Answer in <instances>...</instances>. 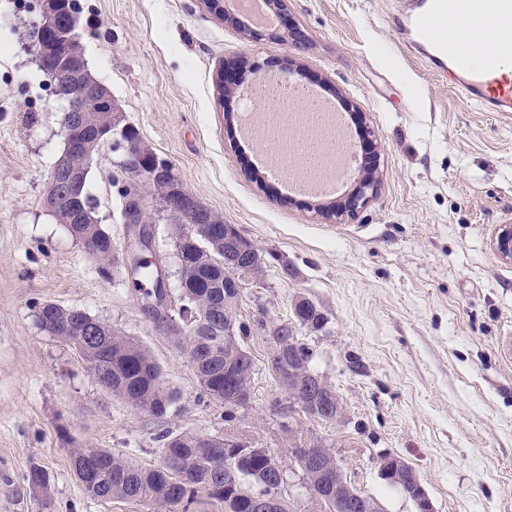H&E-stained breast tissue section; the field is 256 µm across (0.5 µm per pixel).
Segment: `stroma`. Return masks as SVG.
Instances as JSON below:
<instances>
[{
	"instance_id": "35a3bbf8",
	"label": "stroma",
	"mask_w": 512,
	"mask_h": 512,
	"mask_svg": "<svg viewBox=\"0 0 512 512\" xmlns=\"http://www.w3.org/2000/svg\"><path fill=\"white\" fill-rule=\"evenodd\" d=\"M42 2L0 0V512H156L88 498L71 451L154 466L165 432L257 441L283 459L290 440L312 439L382 512H415L380 474L389 452L416 471L434 512H512V358L502 351L512 262L492 248L512 225V114L481 111L407 53L393 22L400 0H291L276 38L260 41L199 0H78L89 67L126 121L186 190L275 255L263 275L240 278L235 319L255 367L250 404L228 421L125 265L112 184L121 152L102 149L87 180L112 238L109 275L43 205L63 144L62 104L25 48ZM288 58L302 85L345 116L363 114L372 132L379 185L355 215L322 219L315 197L268 176L267 144L241 134L245 113L267 111L252 93L258 74ZM222 71L235 80L220 84ZM299 296L328 318L296 334L343 402L338 423L279 413L271 336ZM46 302L143 345L176 393L166 416L113 397L73 347L40 330ZM34 466L47 492L30 487Z\"/></svg>"
}]
</instances>
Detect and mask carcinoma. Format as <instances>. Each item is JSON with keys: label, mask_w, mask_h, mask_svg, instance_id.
<instances>
[{"label": "carcinoma", "mask_w": 512, "mask_h": 512, "mask_svg": "<svg viewBox=\"0 0 512 512\" xmlns=\"http://www.w3.org/2000/svg\"><path fill=\"white\" fill-rule=\"evenodd\" d=\"M85 210L74 212L63 207L56 214L62 224L70 225L73 237L93 226L88 220L95 218L93 197L82 189ZM210 221L200 230L191 228L197 223L196 215L173 210L163 218L174 225V233L181 243V252L187 254L188 264L182 270L183 325L176 328V345L185 349L191 360L212 354L199 367L197 376L203 392L210 399L224 405L225 416L234 419L231 397L250 389L251 375L246 370L254 367L240 342L247 335L244 325H238V334L224 336L213 327L216 315L232 316L239 291L233 288L240 275L259 274L264 271L266 254L255 245L244 242L234 231V225L212 209L207 210ZM96 228L95 248L103 260L112 255V237L101 225ZM232 251L238 259L236 266L224 265V253ZM133 273L139 281L160 283V268L152 261L136 263ZM300 320L296 324L320 329L326 318L317 306L306 298L296 300L292 306ZM38 325L48 333L73 344L85 337L83 329L92 326L97 335L84 342L79 352L88 369H103L108 377L104 388L132 407L154 416L164 415L173 402V391L166 385L160 366L149 352L134 339L112 328L89 313L74 312L64 307H51ZM294 345L287 347L289 355L280 365L286 377L299 380L291 394L318 408L330 421L341 404L336 391L328 384L317 385L312 377L311 354L308 348L293 337ZM161 461L156 466H142L115 456L105 449L79 448L73 458L102 457L104 467L95 482H81L85 494L94 500H134L152 505L161 512H180L204 493L224 501L230 512H244L240 504L256 495H275L279 487L278 460L268 448L257 443L240 440L226 447V439H206L195 434L162 435ZM312 450L321 456L324 471L316 485L336 481V466L330 463V453L314 445Z\"/></svg>", "instance_id": "1"}]
</instances>
